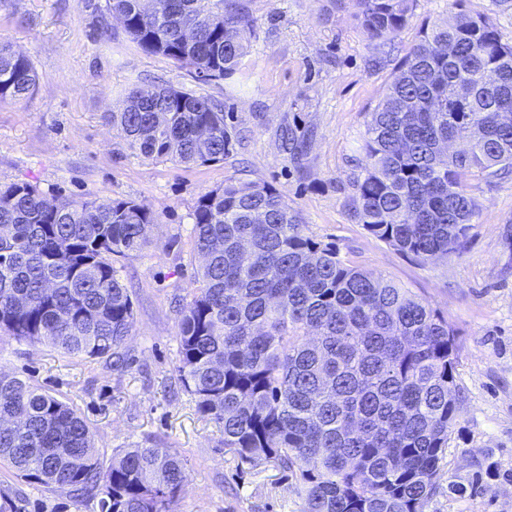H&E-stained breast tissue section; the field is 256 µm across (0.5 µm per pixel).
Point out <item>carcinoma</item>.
Returning a JSON list of instances; mask_svg holds the SVG:
<instances>
[{
    "instance_id": "cac0c4a2",
    "label": "carcinoma",
    "mask_w": 512,
    "mask_h": 512,
    "mask_svg": "<svg viewBox=\"0 0 512 512\" xmlns=\"http://www.w3.org/2000/svg\"><path fill=\"white\" fill-rule=\"evenodd\" d=\"M107 0L146 52L201 81L240 69L254 31L247 0ZM415 0H357L373 40L413 17ZM495 72L499 82L480 79ZM473 84L460 105L454 87ZM31 61L0 42V102L31 97ZM351 182L356 223L426 263L461 252L478 214L472 179L512 174V44L486 16L426 23L386 94L367 113ZM129 146L185 166L224 160L231 135L212 101L171 86L131 90L111 115ZM157 216L134 200L73 202L65 213L34 185L0 186V337L47 343L70 357L121 359L134 303L112 256L150 243ZM199 265L180 308L184 389L240 460L294 473L304 512H423L463 402L458 332L411 289L345 263L304 234L275 188L230 183L194 211ZM0 463L61 492L99 497L100 512H173L188 481L165 448H129L108 467L95 433L66 402L0 371Z\"/></svg>"
}]
</instances>
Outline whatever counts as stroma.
I'll return each mask as SVG.
<instances>
[{"label":"stroma","mask_w":512,"mask_h":512,"mask_svg":"<svg viewBox=\"0 0 512 512\" xmlns=\"http://www.w3.org/2000/svg\"><path fill=\"white\" fill-rule=\"evenodd\" d=\"M451 0H416L391 41L358 26L355 0H251L254 32L233 78L201 82L189 67L145 52L106 0H0V40L40 77L23 101L0 102V185L26 181L47 198L133 200L156 213L150 245L114 265L134 302L120 367L0 338V370L66 401L96 431L102 464L127 448H166L188 481L176 512H303L292 473L224 448L178 381V311L200 258L193 213L205 192L233 183L275 187L306 235L346 263L410 288L460 332L464 395L424 512H512V177L473 180L479 206L461 254L420 263L370 235L348 198L367 114L386 92L421 25ZM171 86L221 105L232 141L224 160L186 167L148 160L108 121L132 88ZM465 492H449V484ZM14 512H100L0 466V503Z\"/></svg>","instance_id":"1"}]
</instances>
